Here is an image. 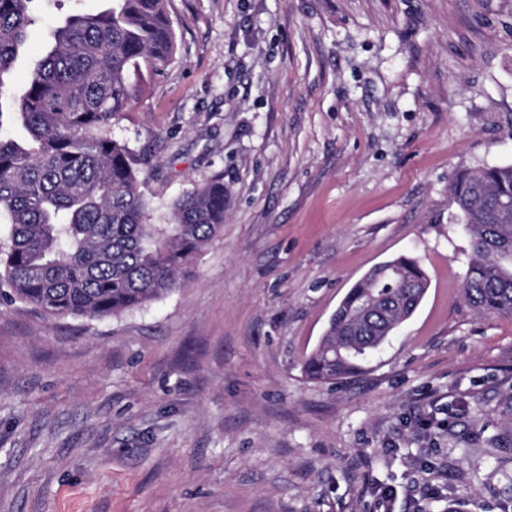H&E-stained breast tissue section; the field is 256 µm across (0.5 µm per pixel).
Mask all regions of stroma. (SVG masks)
Segmentation results:
<instances>
[{
    "mask_svg": "<svg viewBox=\"0 0 512 512\" xmlns=\"http://www.w3.org/2000/svg\"><path fill=\"white\" fill-rule=\"evenodd\" d=\"M102 0H51L52 26ZM173 61L112 127L149 223L224 230L118 316L0 300V512H512V318L465 303L456 174L512 164V0H171ZM430 280L360 371L305 377L349 288Z\"/></svg>",
    "mask_w": 512,
    "mask_h": 512,
    "instance_id": "1",
    "label": "stroma"
}]
</instances>
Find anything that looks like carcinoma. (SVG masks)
<instances>
[{
	"label": "carcinoma",
	"mask_w": 512,
	"mask_h": 512,
	"mask_svg": "<svg viewBox=\"0 0 512 512\" xmlns=\"http://www.w3.org/2000/svg\"><path fill=\"white\" fill-rule=\"evenodd\" d=\"M35 0H0V245L5 296L50 315L117 316L179 285L193 256L224 226V180L214 178L174 205L172 223H147L140 159L112 136L147 75L164 73L177 48L170 0H105L68 16L18 92L4 81L28 31ZM512 165L458 174L450 189L472 258L462 288L481 314L512 317ZM430 282L419 259L400 255L349 289L302 369L336 381L358 369L419 308Z\"/></svg>",
	"instance_id": "obj_1"
}]
</instances>
